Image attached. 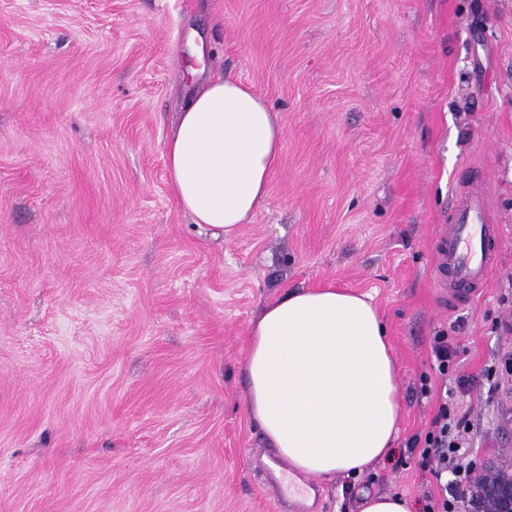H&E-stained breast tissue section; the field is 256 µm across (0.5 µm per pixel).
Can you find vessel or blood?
<instances>
[{
  "label": "vessel or blood",
  "mask_w": 512,
  "mask_h": 512,
  "mask_svg": "<svg viewBox=\"0 0 512 512\" xmlns=\"http://www.w3.org/2000/svg\"><path fill=\"white\" fill-rule=\"evenodd\" d=\"M436 238L433 279L450 305L470 302L484 288L496 263L499 216L485 177L458 181Z\"/></svg>",
  "instance_id": "b4317fda"
}]
</instances>
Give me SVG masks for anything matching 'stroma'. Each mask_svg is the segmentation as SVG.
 <instances>
[{
    "label": "stroma",
    "instance_id": "1",
    "mask_svg": "<svg viewBox=\"0 0 512 512\" xmlns=\"http://www.w3.org/2000/svg\"><path fill=\"white\" fill-rule=\"evenodd\" d=\"M211 73L253 87L283 146L232 240L172 195L165 143ZM484 174L496 266L443 307L433 241ZM333 285L376 306L399 372L393 452L279 483L246 408L252 322ZM512 0H0V512H359L434 488L407 439L441 386L512 351ZM461 352L447 376L431 353ZM433 392L422 395V384ZM478 462L512 458V394L464 398ZM432 353L439 373L447 375L450 363L458 356V350L448 341L447 333L439 332L433 337ZM360 512H413L411 502L402 495H377L361 503Z\"/></svg>",
    "mask_w": 512,
    "mask_h": 512
}]
</instances>
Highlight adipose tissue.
<instances>
[{
	"label": "adipose tissue",
	"instance_id": "1",
	"mask_svg": "<svg viewBox=\"0 0 512 512\" xmlns=\"http://www.w3.org/2000/svg\"><path fill=\"white\" fill-rule=\"evenodd\" d=\"M276 115L250 86L211 79L166 142L169 187L194 223L232 239L269 195L282 148ZM247 406L271 452L307 477H356L391 450L398 370L365 298L289 292L252 324Z\"/></svg>",
	"mask_w": 512,
	"mask_h": 512
}]
</instances>
